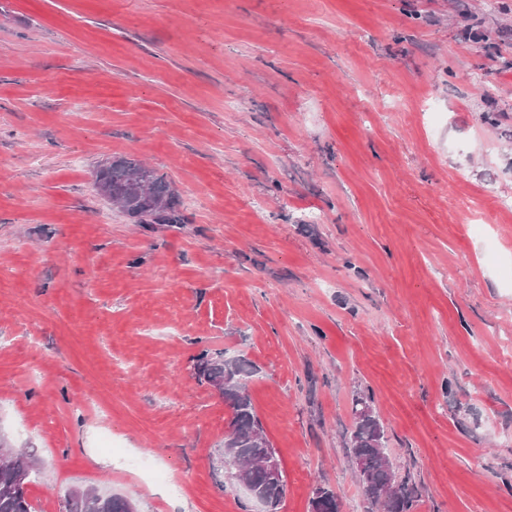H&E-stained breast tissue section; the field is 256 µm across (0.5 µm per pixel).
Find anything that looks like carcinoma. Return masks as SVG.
<instances>
[{"instance_id":"cac0c4a2","label":"carcinoma","mask_w":512,"mask_h":512,"mask_svg":"<svg viewBox=\"0 0 512 512\" xmlns=\"http://www.w3.org/2000/svg\"><path fill=\"white\" fill-rule=\"evenodd\" d=\"M100 193L117 205L137 224H181L183 215L171 183L142 161L118 157L101 167L96 177ZM198 376L212 383L227 379L224 404L231 411L224 448H237L240 460H227L236 481H247L260 497L265 512H278L285 497L287 481L280 474L276 482L268 480L260 461L275 451L266 439L260 418L253 406L248 384L256 367L243 356H227L220 350L204 349L196 356ZM353 427L349 454L353 465L361 464L362 492L367 512H412V491L395 482L394 466L385 463V430L372 405L371 397L353 399ZM39 461L28 451L16 449L0 439V512H34L28 497V484L36 474ZM311 512H339L336 492L320 487L310 500ZM66 512H127L119 496H104L85 488L79 496L66 498Z\"/></svg>"}]
</instances>
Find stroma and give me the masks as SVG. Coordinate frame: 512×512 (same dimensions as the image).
Listing matches in <instances>:
<instances>
[{
  "label": "stroma",
  "mask_w": 512,
  "mask_h": 512,
  "mask_svg": "<svg viewBox=\"0 0 512 512\" xmlns=\"http://www.w3.org/2000/svg\"><path fill=\"white\" fill-rule=\"evenodd\" d=\"M119 156L183 223L99 194ZM504 199L512 0H0V435L35 512H262L205 349L258 368L280 512H365L359 392L413 512H512ZM96 183L100 193L136 224L183 223L171 183L138 159H113L99 169ZM311 512H339V501L336 492L327 487H320L313 492L310 500ZM66 512H127L126 502L120 496H104L96 489L85 488L80 496L66 498Z\"/></svg>",
  "instance_id": "obj_1"
}]
</instances>
